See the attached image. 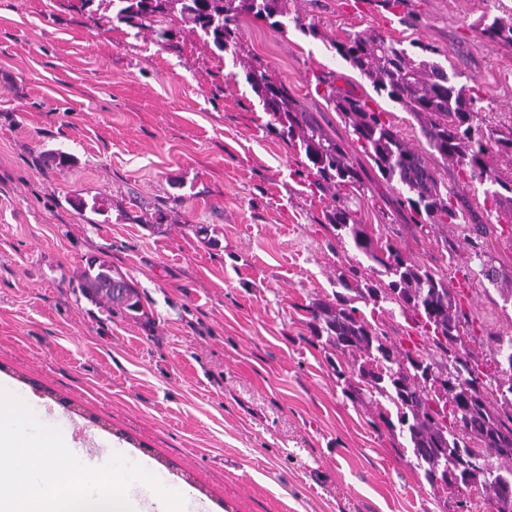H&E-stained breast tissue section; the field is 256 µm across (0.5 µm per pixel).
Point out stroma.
Wrapping results in <instances>:
<instances>
[{
    "label": "stroma",
    "mask_w": 512,
    "mask_h": 512,
    "mask_svg": "<svg viewBox=\"0 0 512 512\" xmlns=\"http://www.w3.org/2000/svg\"><path fill=\"white\" fill-rule=\"evenodd\" d=\"M288 6L319 37L245 17V56L345 143L368 186L350 209L372 238L459 291L472 323L455 352L493 372L488 338L512 336V294L472 272L463 226L420 231L324 81L371 93L330 42L372 29L436 46L458 83L478 85L486 122H512V50L474 28L511 13L512 0ZM103 16L109 26L97 25ZM171 26L160 43L117 20L112 0H0V383L89 450L151 462L202 512H453L460 493L430 487L407 438L367 396H350L351 358L308 328V306L332 298L339 274L369 275V260L326 228L330 194L299 176L242 67ZM59 152L69 164L52 162ZM436 170L488 224L484 250L511 279L512 225L491 215L485 185ZM77 197L86 210L70 207ZM92 259L138 290L141 314L86 293ZM353 304L390 340L426 345L398 306Z\"/></svg>",
    "instance_id": "35a3bbf8"
}]
</instances>
